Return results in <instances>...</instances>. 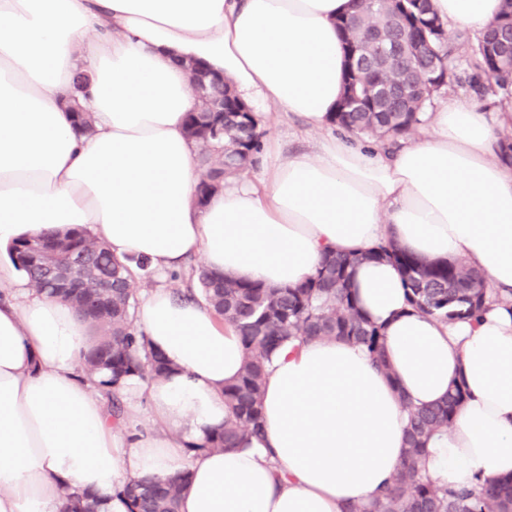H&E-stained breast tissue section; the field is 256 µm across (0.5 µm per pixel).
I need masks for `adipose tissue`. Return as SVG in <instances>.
Wrapping results in <instances>:
<instances>
[{
  "instance_id": "ef3b65f1",
  "label": "adipose tissue",
  "mask_w": 512,
  "mask_h": 512,
  "mask_svg": "<svg viewBox=\"0 0 512 512\" xmlns=\"http://www.w3.org/2000/svg\"><path fill=\"white\" fill-rule=\"evenodd\" d=\"M448 27L481 33L502 0H432ZM355 0H0V252L21 239L86 227L118 257L156 274L202 255L240 281L292 286L325 252L387 241L427 259H464L492 301L479 321L410 313L397 268L357 265L352 284L383 328L390 375L334 339L288 346L265 383V435L211 450L225 383L239 373L236 331L204 304L146 293L137 325L171 367L119 387L122 433L83 371L94 343L74 308L36 293L0 260V512H63L79 490L99 512H130L124 487L190 475L180 512H343L378 495L404 460L407 412L467 396L420 462L436 485L474 489L512 476V163L500 159L512 105L452 96L425 131L393 150L329 136L311 155L268 147L263 175L195 203L199 173L185 116L197 101L181 64L224 75L249 107L322 129L343 92L339 18ZM90 79L78 133L74 77Z\"/></svg>"
}]
</instances>
